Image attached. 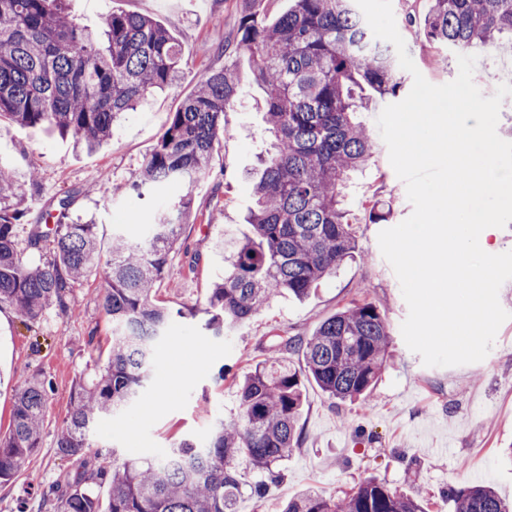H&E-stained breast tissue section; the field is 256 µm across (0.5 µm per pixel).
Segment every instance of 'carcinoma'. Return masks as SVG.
Instances as JSON below:
<instances>
[{"label": "carcinoma", "mask_w": 512, "mask_h": 512, "mask_svg": "<svg viewBox=\"0 0 512 512\" xmlns=\"http://www.w3.org/2000/svg\"><path fill=\"white\" fill-rule=\"evenodd\" d=\"M66 0H0V119L45 125L92 150L112 138L113 126L150 94L183 72L173 34L150 17L114 13L103 26L77 23ZM423 42L463 54L512 44V0H427ZM249 53L243 76L236 58ZM266 94L264 122L273 138L253 182L252 235L231 239L224 276L206 299L217 333L251 319L271 298L297 299L336 274L355 249L346 194L350 175L365 167L375 142L355 118L371 93L400 87L391 45L374 37L355 0H294L269 22L260 10L244 14L224 66L201 75L195 90L171 113L169 125L144 161L129 192L188 185L209 171L224 138V113L234 109L246 81ZM26 197L15 173L0 166V307L29 322L49 308L71 311L74 288L100 262L96 224H56L43 213L27 247L52 257L27 261L17 244ZM193 214L186 190L165 202L146 234L113 236L105 263L102 307L112 322L105 368L75 383L59 456H92L93 475L108 487V512H235L242 491L239 464L266 476L251 491L261 499L277 481L273 467L301 440L302 376L329 398L369 394L386 368L391 340L384 314L367 300L322 321L307 338L279 337L278 349L300 348L304 371L260 366L239 384V411L216 422L205 445L181 439L152 461L121 458L94 443L98 420L120 414L138 398L154 362L155 345L172 312L159 300L170 253ZM51 382L36 372L20 387L10 429L0 437V485L9 483L40 448ZM77 477L62 493L39 495L38 512H99L93 491ZM454 512H512L489 486L452 489ZM284 512H429L423 500L399 494L374 477L341 497L306 490Z\"/></svg>", "instance_id": "obj_1"}]
</instances>
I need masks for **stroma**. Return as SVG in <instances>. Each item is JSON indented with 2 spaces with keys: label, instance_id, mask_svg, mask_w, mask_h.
<instances>
[{
  "label": "stroma",
  "instance_id": "1",
  "mask_svg": "<svg viewBox=\"0 0 512 512\" xmlns=\"http://www.w3.org/2000/svg\"><path fill=\"white\" fill-rule=\"evenodd\" d=\"M251 6V0H67L69 14L85 25H99L115 12L152 17L177 38L188 64L176 83L127 113L111 140L94 152L76 148L45 127L1 120L0 165L20 179L33 166L40 173L29 221L57 209L66 197L65 223L94 220L101 248H109L113 234L121 231L141 235L167 193L158 190L140 199L126 189L138 179L171 112L207 68L223 64L222 48L233 40ZM392 7L421 74L435 85L452 81L458 74L456 50L448 49L439 64H431L418 37L425 0H392ZM264 98L257 85L247 86L241 103L224 115V138L210 172L191 186L198 218L184 225L160 285V296L175 316L158 346L151 378L125 417L100 424L97 443L145 460L163 457L183 438L205 442L217 418L237 413L238 384L256 366L279 357L303 369L300 352H279L275 337L310 336L320 322L365 298L390 324V360L381 378L365 399L355 402L330 399L314 381L305 380L300 447L279 463L280 477L265 498L253 496L249 486L257 476L241 468L244 489L237 512H281L287 500L309 487L336 496L369 476L402 494L428 497L436 512H453L450 488L479 477L512 502V464L503 459L512 448V319L500 326L489 354L477 363L428 367L408 349L401 333L408 307L380 251L381 227L369 216L371 205L379 204L389 211L393 227L412 212L384 141H377L374 157L354 178L348 219L355 227L356 248L336 276L305 299L274 298L250 321L225 328L223 334L208 328L206 298L213 281L224 274L219 244L251 232L249 174L269 147ZM103 285V268L91 270L75 289L76 310L62 315L50 309L34 323L11 308L0 309V435L9 430L24 380L39 370L52 382L41 446L0 487V512L34 506L39 490L74 479L87 468L85 458L60 457L55 439L78 378L106 364L98 355L112 339V325L101 308Z\"/></svg>",
  "mask_w": 512,
  "mask_h": 512
}]
</instances>
